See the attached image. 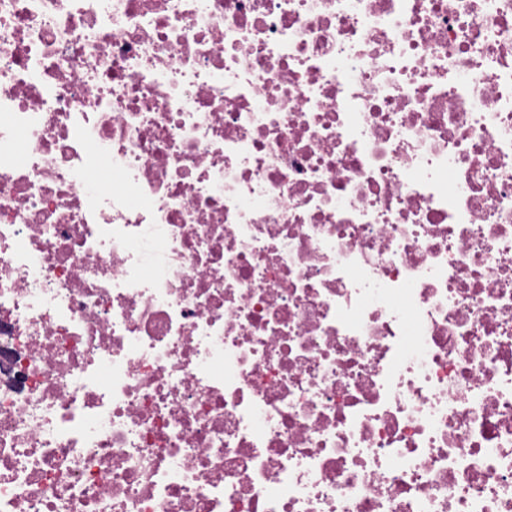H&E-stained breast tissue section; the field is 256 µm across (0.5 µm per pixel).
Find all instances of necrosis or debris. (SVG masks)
<instances>
[{"label":"necrosis or debris","mask_w":512,"mask_h":512,"mask_svg":"<svg viewBox=\"0 0 512 512\" xmlns=\"http://www.w3.org/2000/svg\"><path fill=\"white\" fill-rule=\"evenodd\" d=\"M0 512H512V0H0Z\"/></svg>","instance_id":"4bbe7bcc"}]
</instances>
